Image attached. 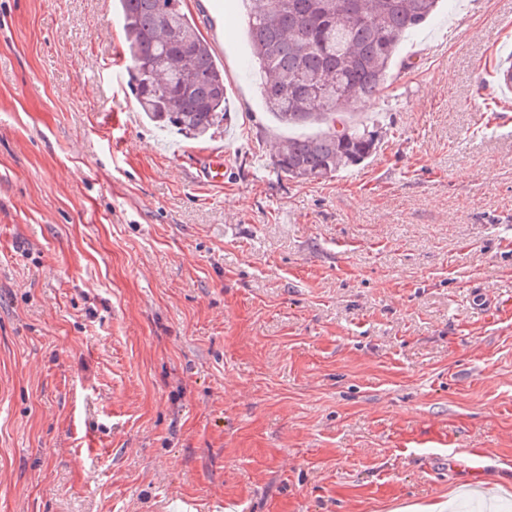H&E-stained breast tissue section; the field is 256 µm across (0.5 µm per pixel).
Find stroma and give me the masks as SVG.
I'll list each match as a JSON object with an SVG mask.
<instances>
[{
	"mask_svg": "<svg viewBox=\"0 0 512 512\" xmlns=\"http://www.w3.org/2000/svg\"><path fill=\"white\" fill-rule=\"evenodd\" d=\"M183 9L230 113L165 143L113 0H0V512H512V0L406 37L314 182L245 0ZM201 179L211 185L224 183V151L216 150L209 154L199 169Z\"/></svg>",
	"mask_w": 512,
	"mask_h": 512,
	"instance_id": "stroma-1",
	"label": "stroma"
}]
</instances>
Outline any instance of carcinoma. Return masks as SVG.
<instances>
[{"instance_id":"cac0c4a2","label":"carcinoma","mask_w":512,"mask_h":512,"mask_svg":"<svg viewBox=\"0 0 512 512\" xmlns=\"http://www.w3.org/2000/svg\"><path fill=\"white\" fill-rule=\"evenodd\" d=\"M131 90L163 132L205 138L227 118L224 71L182 0H117ZM440 0H250L253 57L266 107L290 126L321 127L285 140L274 166L291 179L326 180L375 152L378 128L352 123L354 103L383 91L400 39L426 25Z\"/></svg>"}]
</instances>
